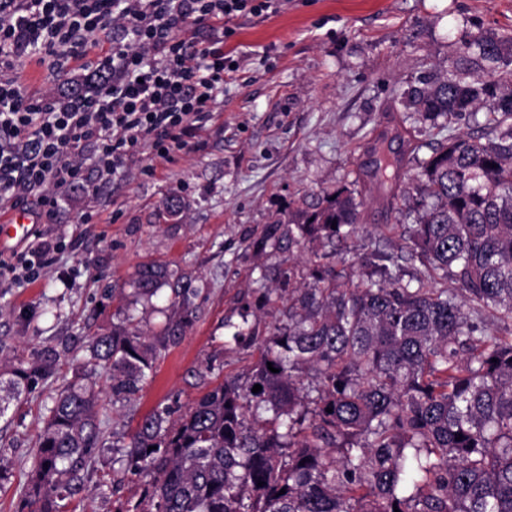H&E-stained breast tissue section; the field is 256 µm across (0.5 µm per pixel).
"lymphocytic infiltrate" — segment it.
I'll use <instances>...</instances> for the list:
<instances>
[{"instance_id": "lymphocytic-infiltrate-1", "label": "lymphocytic infiltrate", "mask_w": 512, "mask_h": 512, "mask_svg": "<svg viewBox=\"0 0 512 512\" xmlns=\"http://www.w3.org/2000/svg\"><path fill=\"white\" fill-rule=\"evenodd\" d=\"M287 0H0V216L53 221L68 190L96 192L143 149L170 160L210 117L233 71L226 40ZM112 64L97 93L56 98L19 80L22 59ZM93 160L96 178L85 162ZM55 244L34 231L0 251V285L32 281Z\"/></svg>"}]
</instances>
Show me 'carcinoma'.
<instances>
[{"mask_svg": "<svg viewBox=\"0 0 512 512\" xmlns=\"http://www.w3.org/2000/svg\"><path fill=\"white\" fill-rule=\"evenodd\" d=\"M476 44L505 66L497 77L448 68L409 92L415 114L443 119L450 134L407 175L402 197L417 218L399 225L397 251L336 269V243L361 230L362 202L347 187L321 190L295 222L265 225L262 245L303 258L280 288L264 272L257 280L260 301L282 303L286 321L262 340L242 313L234 336L254 345L249 371L225 376L175 423L168 407L143 416L125 452L128 470L151 478L136 512H512V36ZM487 99L480 122L473 107ZM469 121L491 138L453 133ZM380 152L371 177L401 181L403 158ZM401 262L423 270L405 281L393 273ZM171 278L144 264L135 294L150 299ZM173 292L169 342L191 323L188 291ZM160 356L127 315L91 338L87 364L112 371V395L128 397ZM52 368L48 356L15 372L10 394ZM98 406L82 377L57 395L25 484L29 512H60L80 490L99 447Z\"/></svg>", "mask_w": 512, "mask_h": 512, "instance_id": "1", "label": "carcinoma"}]
</instances>
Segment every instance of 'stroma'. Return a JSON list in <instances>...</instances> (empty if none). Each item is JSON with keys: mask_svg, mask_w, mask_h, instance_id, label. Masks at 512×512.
Listing matches in <instances>:
<instances>
[{"mask_svg": "<svg viewBox=\"0 0 512 512\" xmlns=\"http://www.w3.org/2000/svg\"><path fill=\"white\" fill-rule=\"evenodd\" d=\"M481 34L512 36V0H288L279 15L226 41L240 79L225 86L194 147L171 162L145 151L96 196L69 191L48 227L61 243L49 266L34 283L0 288V362L28 363L47 350L58 356L53 374L0 417V512H22L47 410L82 372L91 336L110 332L123 310L160 335L172 312L170 287L149 300L132 290L138 267L157 261L191 289L193 323L167 344L134 396H113L108 374L96 371L103 445L64 512H128L139 503L146 480L116 463L117 446L152 409L184 412L225 376L247 371L252 350L229 329L242 305L262 333L280 317L278 306L257 304L253 281L266 267L285 270L300 259L258 252L253 240L280 214L341 186L363 198L361 224L380 230L339 246L337 269L397 240L391 224L414 223L416 214L393 182L369 178L370 148L391 146L415 170L441 135L417 121L407 93L423 74L476 70L465 44ZM170 196L185 203L178 215L163 209Z\"/></svg>", "mask_w": 512, "mask_h": 512, "instance_id": "1", "label": "stroma"}]
</instances>
